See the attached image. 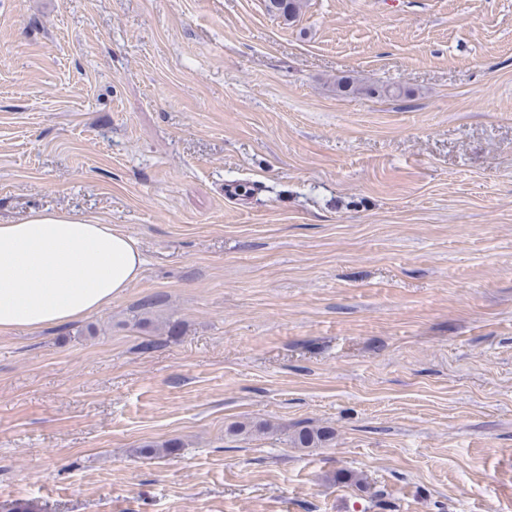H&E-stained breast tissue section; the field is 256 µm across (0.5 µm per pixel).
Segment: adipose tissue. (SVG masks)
I'll list each match as a JSON object with an SVG mask.
<instances>
[{"mask_svg": "<svg viewBox=\"0 0 512 512\" xmlns=\"http://www.w3.org/2000/svg\"><path fill=\"white\" fill-rule=\"evenodd\" d=\"M143 265L135 238L66 210L0 224V334L101 311L140 280Z\"/></svg>", "mask_w": 512, "mask_h": 512, "instance_id": "ef3b65f1", "label": "adipose tissue"}]
</instances>
